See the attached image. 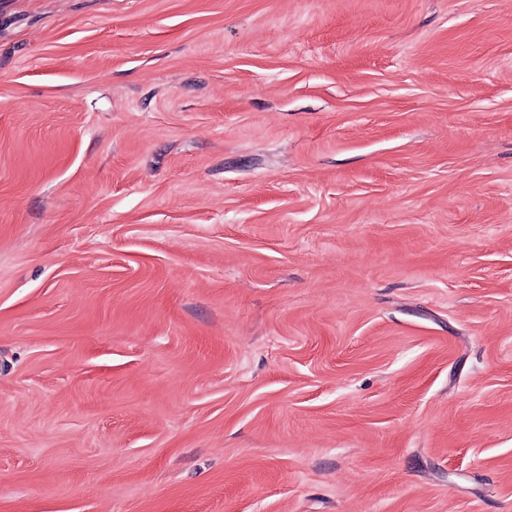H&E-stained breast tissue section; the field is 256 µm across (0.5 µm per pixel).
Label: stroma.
<instances>
[{"label":"stroma","instance_id":"1","mask_svg":"<svg viewBox=\"0 0 512 512\" xmlns=\"http://www.w3.org/2000/svg\"><path fill=\"white\" fill-rule=\"evenodd\" d=\"M0 512H512V0H0Z\"/></svg>","mask_w":512,"mask_h":512}]
</instances>
